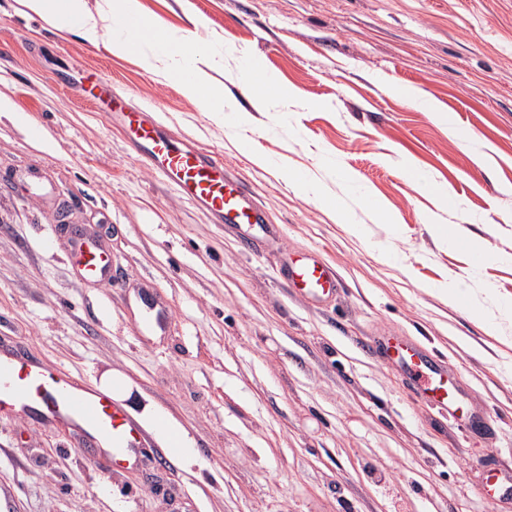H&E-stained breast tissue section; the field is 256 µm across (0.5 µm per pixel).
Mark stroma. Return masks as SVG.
Instances as JSON below:
<instances>
[{
	"label": "stroma",
	"instance_id": "1",
	"mask_svg": "<svg viewBox=\"0 0 512 512\" xmlns=\"http://www.w3.org/2000/svg\"><path fill=\"white\" fill-rule=\"evenodd\" d=\"M141 4L176 29L203 17L200 37L224 47L211 77L250 126L217 124L136 55L61 37L0 0V99L41 129L29 139L0 113V337L90 385L122 372L193 455L168 467L155 434L139 465L120 466L64 428L0 419V512H512L478 490L481 464L512 466V0ZM255 65L294 98L256 99L243 77ZM94 71L224 160L284 247L335 267L336 300L309 305L279 283L275 256L246 255L179 199L85 100ZM62 212L103 240L116 287L72 266L53 234ZM441 224L478 239L485 264L438 239ZM454 284L490 297L487 319L448 299ZM143 285L166 303L165 335L138 333ZM384 335L446 360L492 430L465 431L414 397L367 349Z\"/></svg>",
	"mask_w": 512,
	"mask_h": 512
}]
</instances>
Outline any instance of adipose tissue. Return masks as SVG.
<instances>
[{"mask_svg": "<svg viewBox=\"0 0 512 512\" xmlns=\"http://www.w3.org/2000/svg\"><path fill=\"white\" fill-rule=\"evenodd\" d=\"M22 14L39 18L56 31L75 35L111 54L123 57L138 53L150 70L175 76L192 69L191 81L182 85L204 111L218 113L224 107V93L209 80L210 70L220 66L223 52L214 45L189 38L167 27L157 17H147L139 0H18ZM143 22L141 35L131 36L119 29V22Z\"/></svg>", "mask_w": 512, "mask_h": 512, "instance_id": "adipose-tissue-1", "label": "adipose tissue"}]
</instances>
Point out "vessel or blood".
<instances>
[{
	"instance_id": "1",
	"label": "vessel or blood",
	"mask_w": 512,
	"mask_h": 512,
	"mask_svg": "<svg viewBox=\"0 0 512 512\" xmlns=\"http://www.w3.org/2000/svg\"><path fill=\"white\" fill-rule=\"evenodd\" d=\"M112 109L115 119L129 125L138 159L166 178L182 200L231 229L245 253L270 251L279 236L277 226L268 222L254 196L231 176L223 161L175 141L160 123L126 111L120 102H113ZM70 250L85 276L113 286L112 258L99 239L75 235ZM277 273L287 287L315 306L339 292L335 270L315 251L280 261ZM374 345L381 361L395 368L417 397L441 413H455L464 389L444 361L396 336L375 338ZM0 416H34L68 426L88 436L93 446L107 449L114 462L126 465L136 464L145 441L144 432L108 395L91 390L80 378L28 359L18 340L0 344ZM482 492L487 499L512 503V468L486 465Z\"/></svg>"
}]
</instances>
